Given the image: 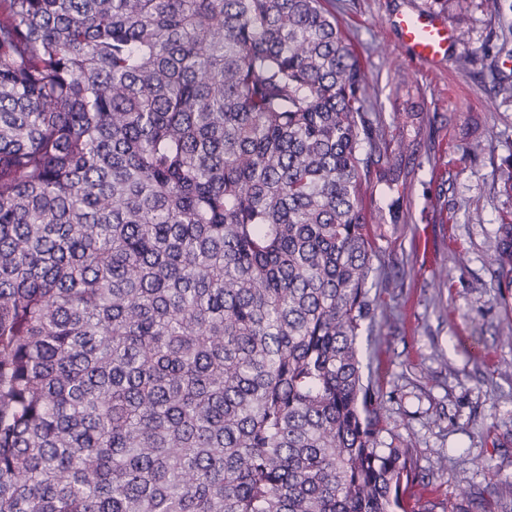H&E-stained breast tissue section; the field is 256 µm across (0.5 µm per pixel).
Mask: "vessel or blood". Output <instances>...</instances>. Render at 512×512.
<instances>
[{"mask_svg":"<svg viewBox=\"0 0 512 512\" xmlns=\"http://www.w3.org/2000/svg\"><path fill=\"white\" fill-rule=\"evenodd\" d=\"M393 28L400 46L413 59L430 64L445 58L452 33L439 17L423 11L396 15Z\"/></svg>","mask_w":512,"mask_h":512,"instance_id":"vessel-or-blood-1","label":"vessel or blood"}]
</instances>
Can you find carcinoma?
Segmentation results:
<instances>
[{
  "label": "carcinoma",
  "instance_id": "1",
  "mask_svg": "<svg viewBox=\"0 0 512 512\" xmlns=\"http://www.w3.org/2000/svg\"><path fill=\"white\" fill-rule=\"evenodd\" d=\"M326 2L0 0V512H415Z\"/></svg>",
  "mask_w": 512,
  "mask_h": 512
}]
</instances>
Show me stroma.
<instances>
[{
	"label": "stroma",
	"mask_w": 512,
	"mask_h": 512,
	"mask_svg": "<svg viewBox=\"0 0 512 512\" xmlns=\"http://www.w3.org/2000/svg\"><path fill=\"white\" fill-rule=\"evenodd\" d=\"M364 70L369 112L401 160L364 204L378 257L372 331L357 340L383 394L385 432L413 444L418 512H448L456 490L512 512V282L491 263L512 222V0H329ZM407 10L467 32L435 68L408 58L389 25Z\"/></svg>",
	"instance_id": "stroma-1"
}]
</instances>
